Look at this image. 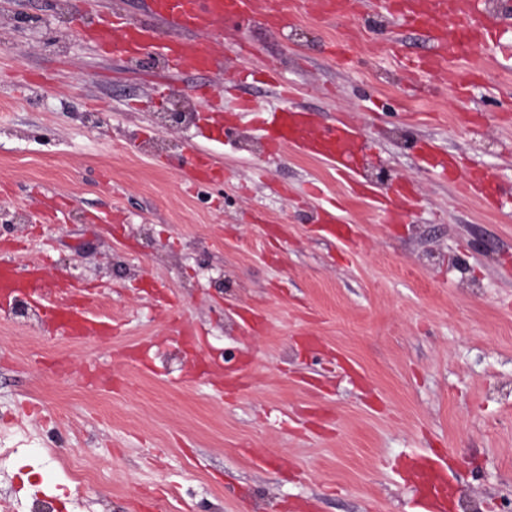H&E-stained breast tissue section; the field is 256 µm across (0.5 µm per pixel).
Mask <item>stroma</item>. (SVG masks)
Instances as JSON below:
<instances>
[{
    "label": "stroma",
    "mask_w": 512,
    "mask_h": 512,
    "mask_svg": "<svg viewBox=\"0 0 512 512\" xmlns=\"http://www.w3.org/2000/svg\"><path fill=\"white\" fill-rule=\"evenodd\" d=\"M276 7L283 28L225 31L223 70L173 77L77 34L100 0H0V263L44 273L25 312L0 297V512H425L404 472L423 458L450 512H512V60L411 75L424 31L394 47L380 10ZM468 69L463 96L448 74ZM241 97L355 126L354 177L269 157ZM192 147L223 182L190 184ZM473 171L494 194L462 190ZM48 299L107 331L58 335Z\"/></svg>",
    "instance_id": "obj_1"
}]
</instances>
